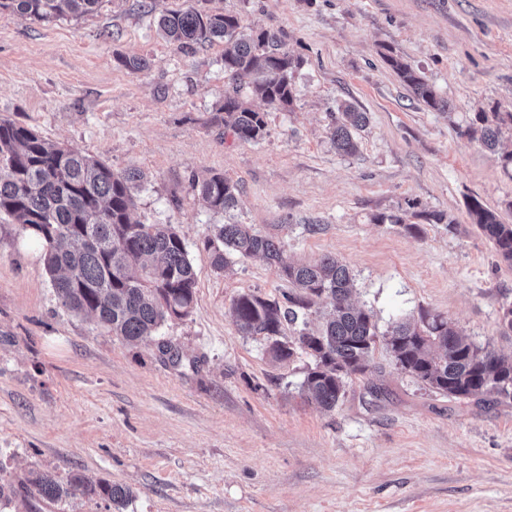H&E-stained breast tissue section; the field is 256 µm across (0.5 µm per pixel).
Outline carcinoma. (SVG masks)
<instances>
[{
	"label": "carcinoma",
	"instance_id": "1",
	"mask_svg": "<svg viewBox=\"0 0 512 512\" xmlns=\"http://www.w3.org/2000/svg\"><path fill=\"white\" fill-rule=\"evenodd\" d=\"M101 0H0V13L19 19L46 21L70 13L75 17L96 11ZM161 35L179 50L225 44L224 103L211 118L214 125L241 143L258 142L269 135L268 112L293 102L292 78L301 59L288 51L281 31L245 30L234 13L173 10L158 21ZM386 64L413 96L427 107L451 110L443 98L409 63L394 55ZM118 63L135 74H146L152 61L146 56L120 57ZM261 98L265 110L252 108L244 92ZM369 116L342 104L332 117L330 139L336 151L352 156L359 151L356 131ZM512 131V112L494 108L473 113L460 134L478 138L488 150H498L503 130ZM147 183L139 169L117 171L97 158L54 143L36 129L0 118V217L18 224V235L37 242L52 287L63 307L92 317L107 333L128 343L157 336L167 322L190 316L196 301L197 278L188 246L170 224H143L132 220L133 190ZM195 196L215 214L238 207L239 185L220 173L191 180ZM472 223L492 243L501 261L512 267V224L478 198L467 203ZM406 212L381 213L376 224H399L415 237L418 224L405 222ZM275 232L260 234L249 224L226 222L204 241L212 251L215 269L228 266L227 256L260 257L276 267L292 286L287 305L253 293L233 301L237 329L245 336H263L277 363L300 354L313 358L301 383L305 396L325 410L336 408L352 376L368 367L377 342L373 315L350 301L352 274L347 265L325 256L314 263H297L285 256ZM327 311L320 328H309L306 316L319 300ZM292 335L285 336V329ZM396 366L429 388L464 400L488 394L512 397V360L461 335L445 317L419 313L418 321L393 322L384 334ZM161 356L178 366L180 351L160 340ZM24 490V512H37L33 501L65 503L76 495L102 498L114 512L135 498L129 486L106 480L91 481L79 471L64 479L32 469L19 484L3 476L0 465V510L11 507Z\"/></svg>",
	"mask_w": 512,
	"mask_h": 512
}]
</instances>
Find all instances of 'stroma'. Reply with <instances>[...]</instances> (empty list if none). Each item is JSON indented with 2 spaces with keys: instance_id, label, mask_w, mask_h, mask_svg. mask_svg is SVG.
<instances>
[{
  "instance_id": "stroma-1",
  "label": "stroma",
  "mask_w": 512,
  "mask_h": 512,
  "mask_svg": "<svg viewBox=\"0 0 512 512\" xmlns=\"http://www.w3.org/2000/svg\"><path fill=\"white\" fill-rule=\"evenodd\" d=\"M203 6L283 30L303 61L292 105L269 113L259 142L210 122L224 102L223 43L184 53L158 32L163 12ZM120 55L153 67L131 73ZM388 55L452 113L418 102ZM345 102L370 117L353 156L330 141ZM496 104L512 108V0H102L79 19L0 13V118L148 172L133 218L175 225L197 276L191 315L160 330L183 355L176 367L155 342H123L63 308L39 248L0 223V463L16 477L77 470L133 486L126 512H512V400L433 392L380 344L336 408L321 409L301 392L309 358L275 363L234 322L238 295L280 301L288 282L259 258L232 255L215 271L204 247L230 219L262 233L287 223L288 257L346 263L351 298L379 331L427 311L512 358L497 320L512 267L467 210L476 197L512 223V170L460 133ZM211 172L241 187L231 214L194 196L192 177ZM411 202L449 224L414 238L373 223ZM384 59L386 64L398 76L401 83L410 90L418 101L439 112H446L452 109L448 99L443 98L434 86L428 83L409 63L394 55L385 56Z\"/></svg>"
}]
</instances>
